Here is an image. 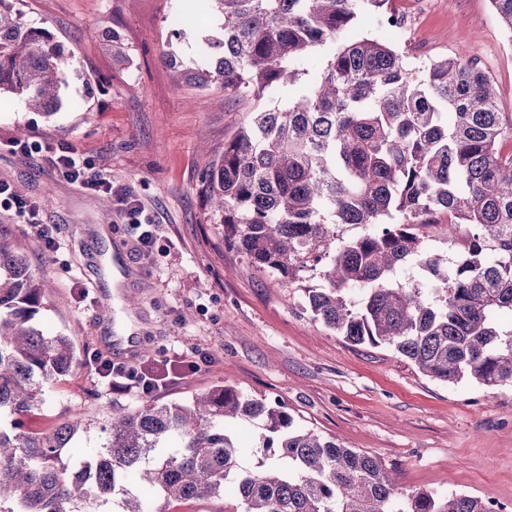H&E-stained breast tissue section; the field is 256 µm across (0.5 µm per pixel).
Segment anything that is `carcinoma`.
Returning a JSON list of instances; mask_svg holds the SVG:
<instances>
[{"label": "carcinoma", "mask_w": 512, "mask_h": 512, "mask_svg": "<svg viewBox=\"0 0 512 512\" xmlns=\"http://www.w3.org/2000/svg\"><path fill=\"white\" fill-rule=\"evenodd\" d=\"M196 2L222 17L221 33L205 41L201 67L166 56L175 86L259 103L200 180L224 244L289 288L319 272L304 305L353 345H388L443 384L512 387V152L502 149L512 115L493 81L462 56L413 69L393 43L362 33L367 13L399 25L389 0ZM490 2L512 32V0ZM70 67L48 29L0 0V95L50 115ZM273 93L280 104L260 106ZM344 224L357 230L336 231ZM437 224L462 234L447 265L425 252ZM409 264L417 288L397 282ZM46 287L0 235V417H12L0 427V504L15 512H99L116 499L122 512H147L140 488L166 503L232 495L243 512H497L466 493H407L375 457L228 386L114 406L105 441L80 461L94 475L85 492L62 456L81 447L90 421L18 429L76 364L71 338L38 321ZM245 419L260 422L268 453L254 469L235 429Z\"/></svg>", "instance_id": "cac0c4a2"}]
</instances>
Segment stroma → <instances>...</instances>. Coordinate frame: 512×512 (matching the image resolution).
I'll use <instances>...</instances> for the list:
<instances>
[{
	"label": "stroma",
	"instance_id": "35a3bbf8",
	"mask_svg": "<svg viewBox=\"0 0 512 512\" xmlns=\"http://www.w3.org/2000/svg\"><path fill=\"white\" fill-rule=\"evenodd\" d=\"M25 22L47 27L71 52L62 104L51 115L15 96L0 97V182L37 205L34 220L0 208V233L51 282L43 330L72 338L73 371L47 391L34 428L91 420L101 430L112 404L184 401L218 385L288 409L297 424L379 458L400 472L406 491L465 492L512 512V388L446 385L421 374L392 348L354 346L315 320L303 291L285 287L224 244V227L198 193L203 172L246 123L252 101L214 88H174L165 63L200 57L222 19L206 13L180 26L187 0H15ZM408 26L402 51L475 59L494 81L501 111L512 113V36L490 0H392ZM116 31L126 60L103 48ZM42 152H33L35 144ZM82 157L158 225L140 254L138 231L117 208L63 177L55 154ZM53 229L46 248L39 227ZM125 255L122 295L112 294L114 253ZM195 356L185 373L182 356ZM134 370L167 368L150 395L110 390L96 357Z\"/></svg>",
	"mask_w": 512,
	"mask_h": 512
}]
</instances>
